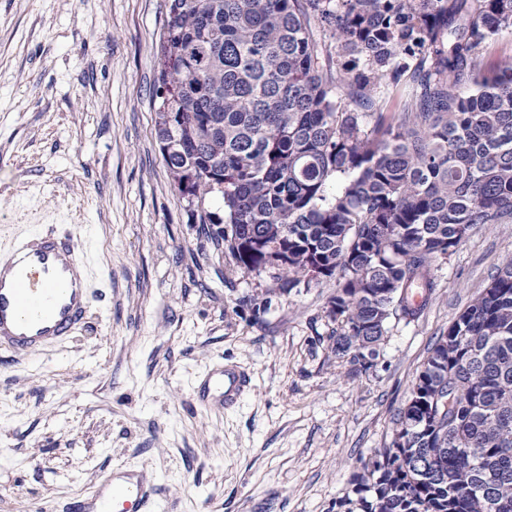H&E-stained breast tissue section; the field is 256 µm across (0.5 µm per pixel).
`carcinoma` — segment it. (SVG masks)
I'll use <instances>...</instances> for the list:
<instances>
[{"instance_id": "cac0c4a2", "label": "carcinoma", "mask_w": 512, "mask_h": 512, "mask_svg": "<svg viewBox=\"0 0 512 512\" xmlns=\"http://www.w3.org/2000/svg\"><path fill=\"white\" fill-rule=\"evenodd\" d=\"M506 29L512 0H169L155 134L174 187L193 172L222 198L201 223L243 272L336 278L333 349L360 370L423 313L434 261L512 217V56L482 54ZM412 391L347 512H512V259Z\"/></svg>"}]
</instances>
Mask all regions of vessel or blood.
I'll list each match as a JSON object with an SVG mask.
<instances>
[{"label":"vessel or blood","instance_id":"b4317fda","mask_svg":"<svg viewBox=\"0 0 512 512\" xmlns=\"http://www.w3.org/2000/svg\"><path fill=\"white\" fill-rule=\"evenodd\" d=\"M79 243L49 229L13 242L0 254V349L22 356L69 338L86 321L92 293L77 259ZM249 385L248 374L228 366L212 370L198 401L232 406ZM154 479L144 470L106 478L69 512H160Z\"/></svg>","mask_w":512,"mask_h":512}]
</instances>
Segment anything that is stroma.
Masks as SVG:
<instances>
[{
  "label": "stroma",
  "instance_id": "obj_1",
  "mask_svg": "<svg viewBox=\"0 0 512 512\" xmlns=\"http://www.w3.org/2000/svg\"><path fill=\"white\" fill-rule=\"evenodd\" d=\"M167 0H0V252L58 227L93 298L68 341L0 349V512H62L111 471L147 469L162 512H340L389 447L433 343L512 257V218L434 263L416 321L390 322L368 370L330 337L336 282L281 292L243 273L221 198L173 186L155 135ZM216 364L250 389L194 402Z\"/></svg>",
  "mask_w": 512,
  "mask_h": 512
}]
</instances>
